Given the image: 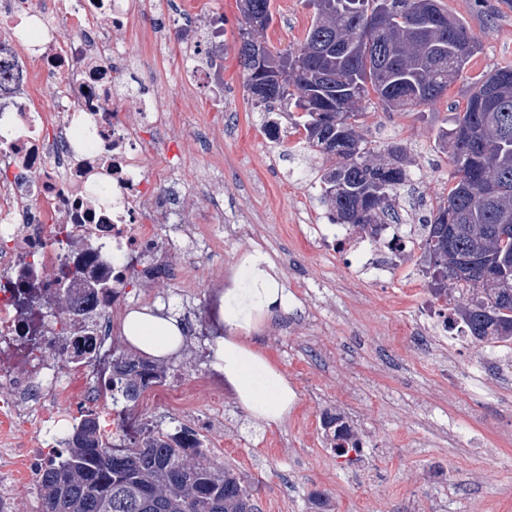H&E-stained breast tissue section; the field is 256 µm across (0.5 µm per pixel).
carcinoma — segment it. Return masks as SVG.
<instances>
[{"mask_svg":"<svg viewBox=\"0 0 512 512\" xmlns=\"http://www.w3.org/2000/svg\"><path fill=\"white\" fill-rule=\"evenodd\" d=\"M314 13L304 41L267 52L265 87L256 89L247 47H238L244 83L263 112L291 106L302 148L334 155L323 170L324 199L333 221L362 233L392 209L409 170L396 147L378 149L362 132L371 98L387 112L431 105L448 92L479 46L441 0H333ZM243 38L266 43L271 0H240ZM341 41L343 50L329 45ZM451 148L452 184L422 221L421 244L437 273L430 291L457 294L454 314L476 344L512 342V68L474 83L453 127L441 133ZM453 288H448V285ZM169 367L133 356L113 339L111 396L136 402L144 380L163 382ZM188 430L147 421L133 435L100 432L90 412L68 447L50 454L37 474L41 512H257L253 489L210 458L187 448Z\"/></svg>","mask_w":512,"mask_h":512,"instance_id":"obj_1","label":"carcinoma"}]
</instances>
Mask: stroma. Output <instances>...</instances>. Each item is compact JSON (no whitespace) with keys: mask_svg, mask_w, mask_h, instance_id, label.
<instances>
[{"mask_svg":"<svg viewBox=\"0 0 512 512\" xmlns=\"http://www.w3.org/2000/svg\"><path fill=\"white\" fill-rule=\"evenodd\" d=\"M224 16V106L206 87L187 90L177 73L181 48L163 59L145 46L143 20L125 35L142 75L163 85L177 123L160 143L182 144L175 176L185 194L183 219L194 239L165 255L174 273L159 285L166 309L192 299V322L224 333V292L233 287L245 248L263 246L288 291V310L262 322L251 347L274 363L296 393L283 424L253 419L224 389L223 406L200 394L191 407L169 394L146 402L139 418L177 423L205 435L212 456L256 488L261 512H512V343L480 346L423 337L424 307L433 297L419 287L421 267L397 283L358 280L343 256L319 251L313 233L327 223L319 176L334 159L298 147L283 134L266 141L276 114L251 107L238 64V0H206ZM480 49L434 105L387 112L368 104L364 134L375 146L400 143L412 159L413 183L400 188L395 217L420 223L448 192L452 165L440 128L463 110L472 82L512 67V0H444ZM266 31L274 51L300 44L313 12L306 0H272ZM224 209L214 224L210 197ZM209 345L187 339L166 360L168 386L212 373ZM351 410L364 437L361 457L347 464L329 448L317 419Z\"/></svg>","mask_w":512,"mask_h":512,"instance_id":"1","label":"stroma"}]
</instances>
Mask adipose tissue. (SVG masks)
Masks as SVG:
<instances>
[{
	"instance_id": "obj_1",
	"label": "adipose tissue",
	"mask_w": 512,
	"mask_h": 512,
	"mask_svg": "<svg viewBox=\"0 0 512 512\" xmlns=\"http://www.w3.org/2000/svg\"><path fill=\"white\" fill-rule=\"evenodd\" d=\"M288 304V292L268 257L260 251L246 255L234 288L224 294L227 334L211 347L209 359L233 387L239 404L265 425L282 424L296 394L285 377L254 351L245 336L261 318L279 313ZM185 326L172 313L148 308L129 311L122 321L124 339L138 351L156 359L175 353L184 343Z\"/></svg>"
}]
</instances>
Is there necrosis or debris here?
Masks as SVG:
<instances>
[{"label": "necrosis or debris", "instance_id": "obj_1", "mask_svg": "<svg viewBox=\"0 0 512 512\" xmlns=\"http://www.w3.org/2000/svg\"><path fill=\"white\" fill-rule=\"evenodd\" d=\"M144 14L143 0H72L58 11L0 0V30L21 47L11 67L36 77L45 99L32 103L24 83L0 88V457L30 471L42 461L39 444L63 448L84 409L101 408L113 428L123 426L125 403L105 397L121 291L168 275L158 251L176 250L179 236L193 232L173 184V154L163 153L157 172L146 167L148 143L172 118L159 84L132 79L122 35ZM149 24L152 53L177 40L186 82L203 80L223 105V16L188 25L164 14ZM382 234L398 262L411 259L414 236L396 224ZM57 238L64 247H53ZM319 242L358 256L369 280L397 278L398 262L378 260L368 234L339 231ZM48 269L73 273L66 301ZM61 353L72 376L56 364Z\"/></svg>", "mask_w": 512, "mask_h": 512}]
</instances>
